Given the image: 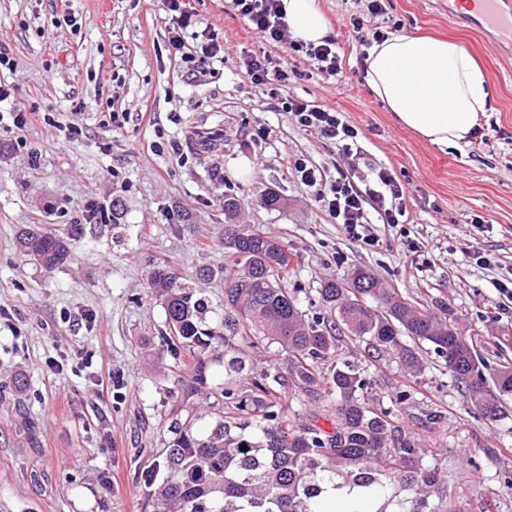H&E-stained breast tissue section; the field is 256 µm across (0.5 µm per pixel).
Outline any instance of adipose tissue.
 <instances>
[{
  "mask_svg": "<svg viewBox=\"0 0 512 512\" xmlns=\"http://www.w3.org/2000/svg\"><path fill=\"white\" fill-rule=\"evenodd\" d=\"M293 37L319 42L328 33L317 0H282ZM364 78L394 121L429 143L457 148L468 142L490 103L487 78L461 45L396 34L373 44Z\"/></svg>",
  "mask_w": 512,
  "mask_h": 512,
  "instance_id": "ef3b65f1",
  "label": "adipose tissue"
}]
</instances>
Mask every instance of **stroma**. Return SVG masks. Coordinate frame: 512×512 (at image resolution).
<instances>
[{
  "instance_id": "1",
  "label": "stroma",
  "mask_w": 512,
  "mask_h": 512,
  "mask_svg": "<svg viewBox=\"0 0 512 512\" xmlns=\"http://www.w3.org/2000/svg\"><path fill=\"white\" fill-rule=\"evenodd\" d=\"M186 3L227 45L216 71L170 55L163 0H0V54L13 63L0 69L12 87L0 101L10 149L0 160V306L11 313L0 319V512H154L141 476L157 461L183 369L162 343L148 274L165 260L192 281L228 262V191L243 223L287 241L288 286L308 316L327 313L322 282L366 267L404 297L447 300L450 324L481 336L483 358L512 361L492 341L512 331V301L498 291L512 279V56L461 26L448 0H389L374 18L386 32L455 40L483 68L491 106L467 144L443 151L396 124L368 88L366 48L349 27L367 0H317L339 37L341 74L325 80L306 59L278 55L289 95L338 109L357 128L358 153L347 158L243 77L244 56L264 45L230 0ZM113 110L129 113L125 129L103 124ZM71 122L82 129L73 144ZM202 125L212 143L204 153L191 136ZM261 125L268 138H254ZM299 156L331 175L390 169L407 188V223L369 225L376 243L360 245L289 168ZM270 189L285 208L260 205ZM116 199L121 229L88 223L91 205ZM184 213L190 223L179 222ZM27 224L83 225L72 261L53 271L22 263L15 237ZM424 361L415 386L393 360L369 366V398L403 424L440 412L419 442L448 474L449 512H512V419L482 418L443 361ZM408 385L411 398L396 403ZM279 396L298 427L324 425L335 405L286 387Z\"/></svg>"
}]
</instances>
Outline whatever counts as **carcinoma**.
<instances>
[{
    "label": "carcinoma",
    "instance_id": "1",
    "mask_svg": "<svg viewBox=\"0 0 512 512\" xmlns=\"http://www.w3.org/2000/svg\"><path fill=\"white\" fill-rule=\"evenodd\" d=\"M240 200L224 193V247L232 263L207 266L198 282L184 281L159 264L149 275L151 294L165 315L163 343L188 360L178 411L163 448L143 483L155 512H326L328 489H347L336 501L344 512H448L446 471L426 461L415 427L396 422L391 408H374L369 378L354 361L330 370L336 334L366 344L367 357L389 356L417 381L420 353H434L463 398L485 418L508 417L512 366L490 365L472 337L448 324V303L432 309L386 288L372 270L358 267L325 281L321 299L336 320L309 321L287 288L293 253L282 240L238 221ZM80 225L63 231L38 224L16 236L21 261L45 270L73 257ZM224 284L216 305L201 283ZM276 345L287 375H247L242 345L251 338ZM336 396L332 429L293 428L277 388Z\"/></svg>",
    "mask_w": 512,
    "mask_h": 512
}]
</instances>
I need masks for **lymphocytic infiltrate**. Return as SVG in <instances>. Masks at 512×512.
<instances>
[{
    "label": "lymphocytic infiltrate",
    "mask_w": 512,
    "mask_h": 512,
    "mask_svg": "<svg viewBox=\"0 0 512 512\" xmlns=\"http://www.w3.org/2000/svg\"><path fill=\"white\" fill-rule=\"evenodd\" d=\"M236 16L261 41L271 46H287L290 53L306 58L321 76L331 79L342 69L339 43L330 35L320 43L292 38L284 19L281 0H231ZM165 29L171 54L194 69H205L224 60V43L203 27L184 0H164ZM244 75L251 83L268 87L288 84V72L279 58L267 53L249 55L243 60ZM291 112L303 130L334 144L343 155H353L357 146L356 128L344 121L339 110L314 104L298 96H286ZM289 167L305 186L314 189L316 200L342 224L346 233L364 245H374L367 234L368 224H400L407 212L406 189L389 169L378 168L371 178L361 180L344 171L328 176L303 158L290 160Z\"/></svg>",
    "instance_id": "obj_1"
}]
</instances>
